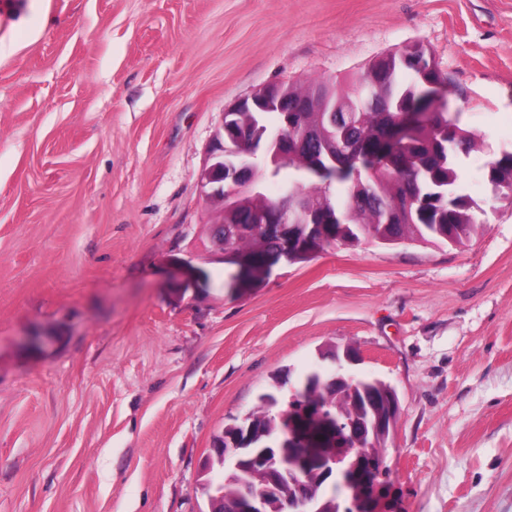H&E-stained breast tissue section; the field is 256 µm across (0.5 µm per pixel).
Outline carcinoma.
<instances>
[{
  "label": "carcinoma",
  "instance_id": "1",
  "mask_svg": "<svg viewBox=\"0 0 512 512\" xmlns=\"http://www.w3.org/2000/svg\"><path fill=\"white\" fill-rule=\"evenodd\" d=\"M430 59H434L432 49L414 42L377 56L356 76L334 81L316 79L305 85L288 83V114L263 112L255 117L257 126L252 134L260 144H269L273 132L285 128L286 116L296 118L294 137L308 131L319 142H336L337 160L343 168L336 170V177L331 179L336 184L334 189L308 190L303 154L293 150L288 152V162L274 172L277 177L284 167L292 170L288 180L280 182V193L303 199L320 215L347 216L344 224L315 225L316 252L363 241L459 245L483 228L477 216L479 206L461 190L456 167L459 155L476 149L479 136L460 127L446 112H432L407 129L409 154L357 180L345 173L353 168L344 154L349 142L374 143L397 124L401 115L429 101L436 86L448 82L437 67L415 68V63ZM487 175L503 198L512 201V151L489 162ZM275 203L276 199L262 191L242 198L238 214H224V250L264 258L276 253L283 236L306 234V224H267L254 234L239 232L238 226L249 223L253 213ZM382 385V380L371 378H346L331 384L315 378L305 386L297 385L295 405L327 401V414L343 411L370 429L376 412L368 407L366 399ZM272 398L271 393L262 395L261 405L252 412L255 430L266 438L276 437L281 428L276 410L267 406ZM238 479L260 485L255 471L245 466L234 475H225L224 495L233 494ZM310 480L317 487L324 512H342L336 497L323 493L322 474L314 473Z\"/></svg>",
  "mask_w": 512,
  "mask_h": 512
}]
</instances>
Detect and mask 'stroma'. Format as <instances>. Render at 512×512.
Instances as JSON below:
<instances>
[{
  "mask_svg": "<svg viewBox=\"0 0 512 512\" xmlns=\"http://www.w3.org/2000/svg\"><path fill=\"white\" fill-rule=\"evenodd\" d=\"M418 41L480 147L464 246L364 242L231 289L205 150L263 87ZM512 0H12L0 13V512H210L225 425L351 345L400 416L385 512H512ZM488 167V180L503 198L512 203V151L503 152L491 161ZM492 184V185H493Z\"/></svg>",
  "mask_w": 512,
  "mask_h": 512,
  "instance_id": "1",
  "label": "stroma"
}]
</instances>
